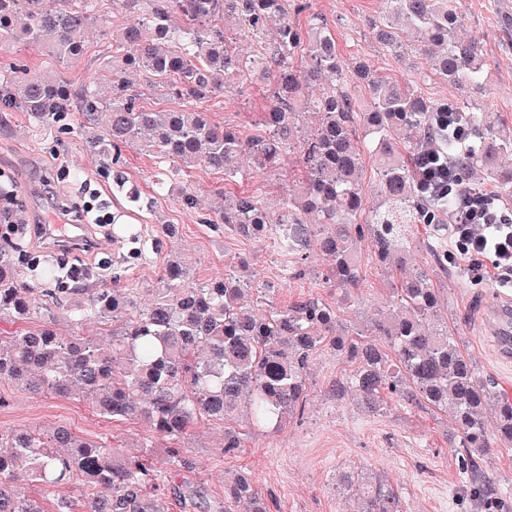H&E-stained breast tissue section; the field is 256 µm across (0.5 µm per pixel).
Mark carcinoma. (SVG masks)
I'll return each mask as SVG.
<instances>
[{
	"label": "carcinoma",
	"mask_w": 512,
	"mask_h": 512,
	"mask_svg": "<svg viewBox=\"0 0 512 512\" xmlns=\"http://www.w3.org/2000/svg\"><path fill=\"white\" fill-rule=\"evenodd\" d=\"M100 0H0V47L38 41L56 58L79 57L85 34L100 20ZM385 14L369 23L372 35L397 56L423 60L420 83L439 78L474 93L489 90L480 42L460 35L464 17L457 0H384ZM137 18L110 32L112 61L99 82L80 92L79 119L69 116L72 93L52 75H31L19 64L0 68V110L27 112L41 129L81 137L106 164L112 180H124V148L174 159L185 168L221 170L237 181L239 160L273 174L283 157L298 155L305 180L270 209L258 192L233 194L213 210L209 224L269 242L285 261V275L304 274L310 253L328 257L323 283L336 303L309 296L254 316L243 310L247 293L274 291L231 270L205 282L194 279L185 255L167 260L153 298L136 305L114 281L91 288L83 277L68 287L51 266L29 271L46 287L30 283L15 256L21 239L0 235V322L43 324L11 337L0 335V379L32 393L93 396L114 419L137 418L165 438L162 458L126 452L83 439L65 427L44 437L26 428L0 433V512H46L42 501L22 493V483L47 495L79 479L77 496L56 499L54 512H164L160 469L193 468L183 440L201 418L224 422L245 405L253 423L275 427L303 410L311 358L329 348L354 369L336 378L338 399L352 393L377 412L392 403L428 405L452 414L457 432L448 446L459 450L471 475L473 498L489 505L483 476L492 448L512 447V399L462 350L448 323L435 320L439 303L428 270L401 275L394 296L374 319L384 343L339 334L341 314L362 269L359 247L370 235L377 262L385 266L410 248L412 225L441 224L458 190L476 170L494 181L497 197L512 200V128L470 100L448 103L459 134L437 136L434 113L441 103L420 83L370 72L357 58L342 57L336 30L312 9L311 0H112ZM500 43L512 49V14L496 13ZM253 46L244 54L238 42ZM362 79L361 100L349 75ZM185 101L177 110H148L135 87L141 82ZM244 82L263 84L267 109L251 136L211 122L194 103L225 94ZM437 149L448 156L453 190L428 198L418 188V160ZM375 162L372 186L361 180L365 155ZM375 196L378 204L368 203ZM18 188L0 185V224L15 221ZM65 309L75 324L101 325L99 337L61 336L51 309ZM492 413L496 430L488 432ZM250 472L225 480L224 502L215 512H269L253 495ZM340 490L362 503L357 512H404L399 488L363 470L342 474Z\"/></svg>",
	"instance_id": "cac0c4a2"
}]
</instances>
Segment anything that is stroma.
<instances>
[{"label": "stroma", "instance_id": "1", "mask_svg": "<svg viewBox=\"0 0 512 512\" xmlns=\"http://www.w3.org/2000/svg\"><path fill=\"white\" fill-rule=\"evenodd\" d=\"M382 6V0H313L314 9L335 26L342 56H361L384 76L418 79V69L402 65L394 53L367 34L369 20L379 16ZM459 6L465 16L464 35L480 41L490 65V93L478 103L512 124V51L500 45L494 14L498 8L512 11V0H460ZM100 15L102 28L89 33L78 59L63 63L39 45L21 44L0 50V66L16 62L36 74L51 72L72 91H79L93 81L101 62L112 56L108 30L131 19L130 13L113 10L110 0H103ZM201 106L213 123L251 135L257 131L266 100L258 87L247 83L226 95L202 100ZM123 156L129 186L152 199V209L129 206L124 193L104 175L100 158L86 151L79 137H66L52 148L36 132L27 113L0 112V174H8L19 188L22 222L53 224L67 218L68 207L90 204L103 214L125 213L129 227L139 232L135 244L115 241L102 252L73 250L55 255L61 265L97 270L99 287H111L113 275L123 271L125 287L134 289L139 302H149L148 291L156 287L168 256L181 251L192 256L197 279L209 280L245 260L257 282L277 285L274 301L279 306L307 295L335 303V290L321 287L317 279L326 265L322 256L306 262L304 275L285 279L284 259L267 242L214 230L204 224L203 210L184 208L176 195L159 190L155 182L162 168L154 156L132 149ZM180 178L207 198L221 190L231 194L257 189L273 203L285 197L299 171L289 157L275 176L254 174L228 184L223 172L189 169ZM166 224L174 225L173 235H164ZM430 232V226L415 225L416 245L407 261L431 268L441 290L440 315L449 330L480 369L495 378L499 389L512 396V359L504 357L486 335L482 319L484 308L512 299V288L504 287L503 277L493 270L488 256L482 260L487 273L481 277L461 256L449 260L447 267L435 266L422 245ZM363 256L357 302L341 322L342 330L349 333L369 332L377 309L390 300L397 283L395 275L380 269L371 241H364ZM351 369V363L331 349L317 353L307 369L309 399L302 419L283 422L272 431L235 423L242 442L236 453L224 451L223 423L199 420L185 441L195 467L176 478L177 485L194 490V502L188 505L176 495H166V512H214L224 499L225 472L244 468L255 473L258 495L271 512H351V504L336 486L337 472L350 468L372 470L400 488L406 512H483L468 493L469 478L457 452L448 446L454 428L451 417L397 404L373 415L352 398L336 399L330 385ZM0 396L6 401L0 407L2 433L22 427L46 432L62 425L109 446L133 451L148 444L156 452L164 450V441L142 421L102 416L87 398L33 394L5 381H0Z\"/></svg>", "mask_w": 512, "mask_h": 512}]
</instances>
